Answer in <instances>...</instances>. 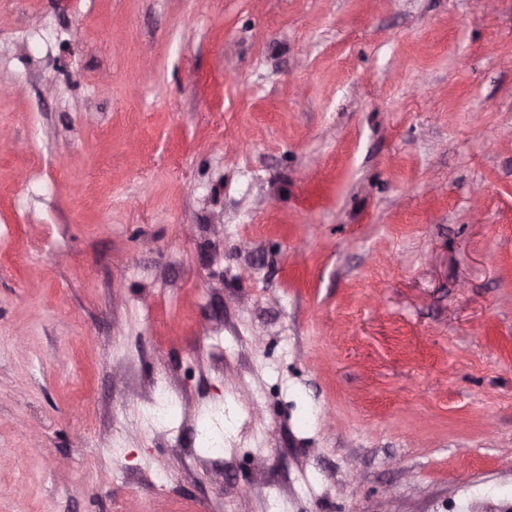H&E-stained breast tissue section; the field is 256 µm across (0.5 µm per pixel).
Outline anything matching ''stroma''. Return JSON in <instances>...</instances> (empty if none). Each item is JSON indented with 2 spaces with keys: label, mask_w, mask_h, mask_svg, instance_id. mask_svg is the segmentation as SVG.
I'll use <instances>...</instances> for the list:
<instances>
[{
  "label": "stroma",
  "mask_w": 512,
  "mask_h": 512,
  "mask_svg": "<svg viewBox=\"0 0 512 512\" xmlns=\"http://www.w3.org/2000/svg\"><path fill=\"white\" fill-rule=\"evenodd\" d=\"M0 86V512L512 506V0H0Z\"/></svg>",
  "instance_id": "1"
}]
</instances>
